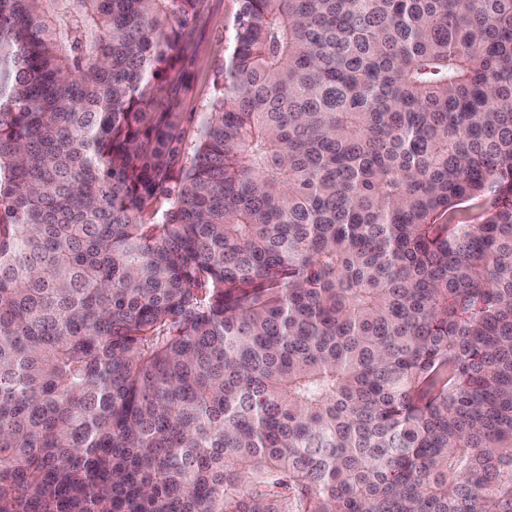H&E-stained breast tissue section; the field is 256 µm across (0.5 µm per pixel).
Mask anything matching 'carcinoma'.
I'll use <instances>...</instances> for the list:
<instances>
[{
    "label": "carcinoma",
    "mask_w": 512,
    "mask_h": 512,
    "mask_svg": "<svg viewBox=\"0 0 512 512\" xmlns=\"http://www.w3.org/2000/svg\"><path fill=\"white\" fill-rule=\"evenodd\" d=\"M198 2L0 0V512H512V0H241L159 215Z\"/></svg>",
    "instance_id": "1"
}]
</instances>
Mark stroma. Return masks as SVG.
I'll return each mask as SVG.
<instances>
[{
    "mask_svg": "<svg viewBox=\"0 0 512 512\" xmlns=\"http://www.w3.org/2000/svg\"><path fill=\"white\" fill-rule=\"evenodd\" d=\"M240 9L241 0H200L176 49V65L151 106L169 141L168 178L155 208L170 206L191 164L199 130L224 81V63L233 46Z\"/></svg>",
    "mask_w": 512,
    "mask_h": 512,
    "instance_id": "obj_1",
    "label": "stroma"
}]
</instances>
